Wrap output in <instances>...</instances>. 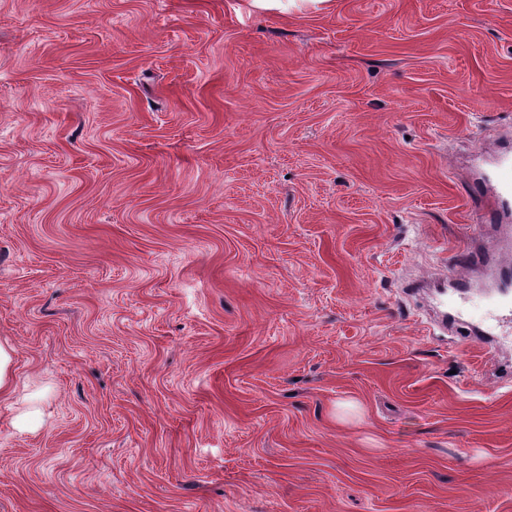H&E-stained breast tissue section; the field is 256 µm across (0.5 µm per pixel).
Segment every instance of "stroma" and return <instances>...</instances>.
Listing matches in <instances>:
<instances>
[{
  "label": "stroma",
  "instance_id": "stroma-1",
  "mask_svg": "<svg viewBox=\"0 0 512 512\" xmlns=\"http://www.w3.org/2000/svg\"><path fill=\"white\" fill-rule=\"evenodd\" d=\"M511 143L512 0H0V512H512ZM489 209L481 228L508 227L501 224L512 217V151L501 155L490 173L483 178ZM487 266L498 269V277L509 279L512 276V261L509 251L500 250L497 253H486L479 244L472 242L467 248V259L463 266L449 265L447 270L440 275L438 281L452 288V293L447 297L448 317L454 322L460 321L467 315L461 304L466 299L470 283L474 275ZM448 275V279H447ZM486 307L491 318L487 329L481 331V337L484 343L496 344L497 336L512 334V299H509L508 293L503 294L495 304ZM13 353L14 348L11 345L0 342V398L15 396L25 388L13 372ZM12 424L20 432L40 428L44 425V413L39 407L29 404L14 416Z\"/></svg>",
  "mask_w": 512,
  "mask_h": 512
}]
</instances>
